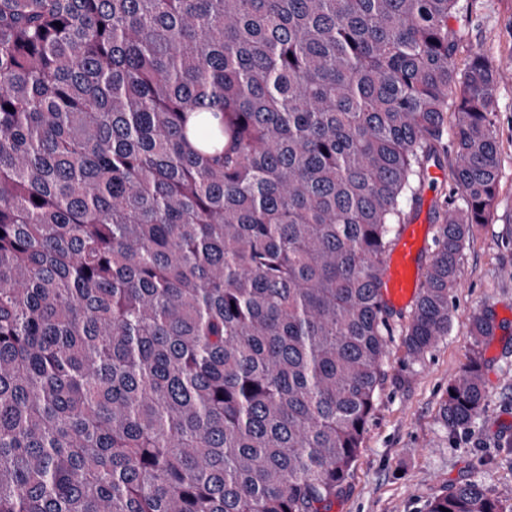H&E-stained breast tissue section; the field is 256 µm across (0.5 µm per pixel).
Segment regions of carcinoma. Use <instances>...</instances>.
I'll list each match as a JSON object with an SVG mask.
<instances>
[{
    "instance_id": "carcinoma-1",
    "label": "carcinoma",
    "mask_w": 512,
    "mask_h": 512,
    "mask_svg": "<svg viewBox=\"0 0 512 512\" xmlns=\"http://www.w3.org/2000/svg\"><path fill=\"white\" fill-rule=\"evenodd\" d=\"M458 2L0 0V512H329L448 101L462 206L411 362L448 335L497 196V69H457ZM495 329L472 315L475 343ZM448 389L466 430L481 359ZM447 509L512 512L477 480L427 512Z\"/></svg>"
}]
</instances>
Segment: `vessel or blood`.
<instances>
[{"mask_svg": "<svg viewBox=\"0 0 512 512\" xmlns=\"http://www.w3.org/2000/svg\"><path fill=\"white\" fill-rule=\"evenodd\" d=\"M427 243L423 224L404 226L383 264L382 298L387 306L411 304L422 286L420 257Z\"/></svg>", "mask_w": 512, "mask_h": 512, "instance_id": "b4317fda", "label": "vessel or blood"}]
</instances>
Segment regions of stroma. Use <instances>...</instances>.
Returning <instances> with one entry per match:
<instances>
[{"label": "stroma", "instance_id": "1", "mask_svg": "<svg viewBox=\"0 0 512 512\" xmlns=\"http://www.w3.org/2000/svg\"><path fill=\"white\" fill-rule=\"evenodd\" d=\"M458 7L463 21L457 68L482 52L501 73L494 114L501 152L496 206L487 223L472 228L447 336L413 364L401 334H394L375 410L330 512H426L432 498L477 476L489 496L512 503V464L496 450L498 437L512 433V0H460ZM440 151L441 163L425 178L419 202L404 206L406 221L426 217L432 234L438 213L459 198L453 137L444 138ZM484 304L492 306L500 329L478 345L469 334V318ZM476 355L488 398L474 427L452 432L442 421L441 405L451 381Z\"/></svg>", "mask_w": 512, "mask_h": 512}]
</instances>
